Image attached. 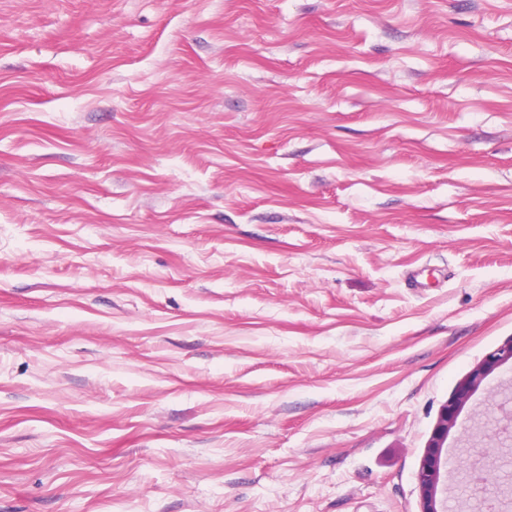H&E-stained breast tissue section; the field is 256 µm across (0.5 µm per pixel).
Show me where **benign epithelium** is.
<instances>
[{"instance_id":"7a95c632","label":"benign epithelium","mask_w":512,"mask_h":512,"mask_svg":"<svg viewBox=\"0 0 512 512\" xmlns=\"http://www.w3.org/2000/svg\"><path fill=\"white\" fill-rule=\"evenodd\" d=\"M512 361V340L490 353L487 358L475 367L467 379L459 385L455 395L443 405L439 421L429 439L418 472L421 490L420 512H448V500L438 497L442 474L456 472L463 475L465 487L471 489L467 499L479 498L480 504L489 510L498 509L500 512L512 504V448L498 456L495 460L483 456L481 459H464L460 456L450 457L443 453L448 433L457 424L460 410L484 380V378L500 365ZM490 431L498 442V446L512 441V411L497 420ZM500 472L499 490L509 498L504 501L497 496L488 495V486L478 473V467H487V462Z\"/></svg>"}]
</instances>
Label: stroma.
<instances>
[{"mask_svg": "<svg viewBox=\"0 0 512 512\" xmlns=\"http://www.w3.org/2000/svg\"><path fill=\"white\" fill-rule=\"evenodd\" d=\"M511 340L512 0H0V512H420Z\"/></svg>", "mask_w": 512, "mask_h": 512, "instance_id": "obj_1", "label": "stroma"}]
</instances>
